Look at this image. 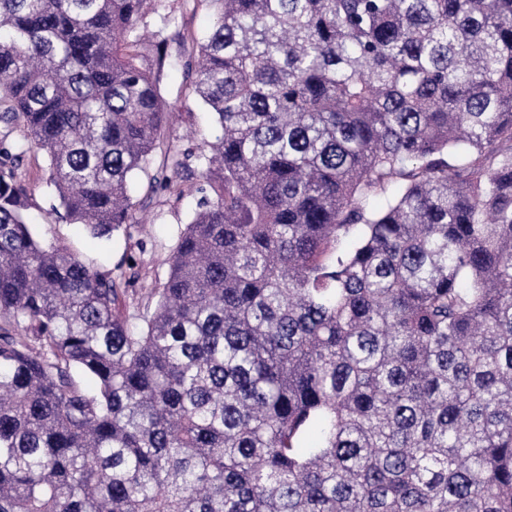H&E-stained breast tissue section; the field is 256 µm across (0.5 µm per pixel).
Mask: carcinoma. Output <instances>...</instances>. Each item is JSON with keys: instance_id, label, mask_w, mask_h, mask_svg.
<instances>
[{"instance_id": "carcinoma-1", "label": "carcinoma", "mask_w": 512, "mask_h": 512, "mask_svg": "<svg viewBox=\"0 0 512 512\" xmlns=\"http://www.w3.org/2000/svg\"><path fill=\"white\" fill-rule=\"evenodd\" d=\"M212 2L221 134L147 187L201 198L131 329L19 170L130 223L176 15L0 0V512H512V0Z\"/></svg>"}]
</instances>
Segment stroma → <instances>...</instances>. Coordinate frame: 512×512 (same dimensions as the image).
I'll list each match as a JSON object with an SVG mask.
<instances>
[{
	"label": "stroma",
	"mask_w": 512,
	"mask_h": 512,
	"mask_svg": "<svg viewBox=\"0 0 512 512\" xmlns=\"http://www.w3.org/2000/svg\"><path fill=\"white\" fill-rule=\"evenodd\" d=\"M166 4L175 8L178 16L169 30L167 52L172 55L179 47H192L206 35L213 7L210 0H166ZM162 93L175 114L166 131L167 143L184 149L213 140L212 116L199 103L184 66H165ZM20 173L32 194L29 218L42 238L67 246L100 270L126 278L127 292L118 312L131 326L142 327L154 309L151 291L166 280L174 247L197 207V180L184 182V193L179 197L159 192L153 204L136 211L135 223L122 227L105 243L56 212L57 200L46 185L47 161L42 154L28 153Z\"/></svg>",
	"instance_id": "stroma-1"
}]
</instances>
